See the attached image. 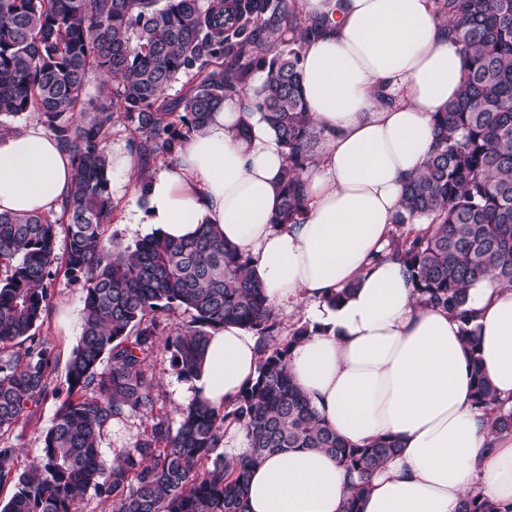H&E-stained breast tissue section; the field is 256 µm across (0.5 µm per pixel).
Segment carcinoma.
<instances>
[{
	"label": "carcinoma",
	"instance_id": "obj_1",
	"mask_svg": "<svg viewBox=\"0 0 512 512\" xmlns=\"http://www.w3.org/2000/svg\"><path fill=\"white\" fill-rule=\"evenodd\" d=\"M434 8L461 51L462 82L457 98L432 115L433 147L374 260L399 262L420 302L461 321L473 404L492 433L511 435L512 405L478 367L467 305L470 287L489 273L512 287V0H434ZM325 27L299 0H0V118L38 114L73 171L62 202L64 255L56 254L49 215L0 213V435L47 397L58 366L38 337L48 284L62 272L85 290L81 335L65 366L67 397L42 432L38 462L18 472L14 448L0 447V487L13 486L0 512H76L90 490L112 499V512H244L249 470L289 449L322 451L357 476L342 504V512H357L371 477L400 451L391 436L358 444L327 426L288 372L290 350L312 330L277 339V315L249 258L212 225L180 240L155 231L123 248L105 238L114 209L110 127L132 128L139 156L173 163L182 141L233 95H251L282 145L274 223H297L306 204L301 174L315 163L321 131L304 97L299 49L263 33L315 37ZM182 77L192 85L166 101ZM179 309L191 320L165 349L182 377H193L210 330L226 322L259 337L257 375L231 409L194 400L177 428L155 419L106 466L100 445L112 422L156 404L157 314ZM226 424L245 431L240 455L219 451ZM460 512L500 510L475 494Z\"/></svg>",
	"mask_w": 512,
	"mask_h": 512
}]
</instances>
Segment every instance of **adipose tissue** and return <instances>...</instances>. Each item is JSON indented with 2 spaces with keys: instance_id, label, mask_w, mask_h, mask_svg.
<instances>
[{
  "instance_id": "obj_1",
  "label": "adipose tissue",
  "mask_w": 512,
  "mask_h": 512,
  "mask_svg": "<svg viewBox=\"0 0 512 512\" xmlns=\"http://www.w3.org/2000/svg\"><path fill=\"white\" fill-rule=\"evenodd\" d=\"M326 31L302 41L304 96L322 130L302 178L299 224L273 222L285 153L260 112L225 99L175 163H159L142 206L125 221L169 237L216 231L250 258L272 308L317 325L290 352L288 371L326 423L366 443L393 436L400 452L374 474L359 512H458L479 493L512 506V435H490L472 404L460 322L419 303L394 262H373L401 208L406 182L432 148L433 113L460 88L463 60L433 0H303ZM68 155L40 125L0 136V213L59 210ZM348 295L339 303L331 297ZM480 367L512 400V289L494 275L470 291ZM258 338L235 323L211 330L188 397L233 403L257 374ZM350 480L330 455L289 450L254 467L246 512H340Z\"/></svg>"
}]
</instances>
